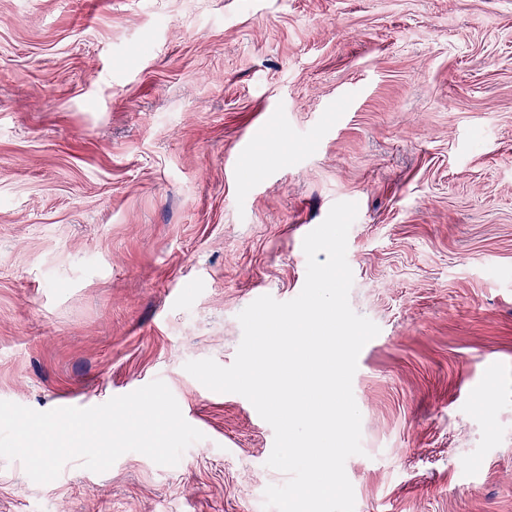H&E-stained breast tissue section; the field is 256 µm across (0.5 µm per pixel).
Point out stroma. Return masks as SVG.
<instances>
[{"instance_id":"35a3bbf8","label":"stroma","mask_w":512,"mask_h":512,"mask_svg":"<svg viewBox=\"0 0 512 512\" xmlns=\"http://www.w3.org/2000/svg\"><path fill=\"white\" fill-rule=\"evenodd\" d=\"M339 201L380 328L355 512H512V0H0V400L159 379L204 435L46 484L0 457V512H263L272 427L184 365L301 292Z\"/></svg>"}]
</instances>
